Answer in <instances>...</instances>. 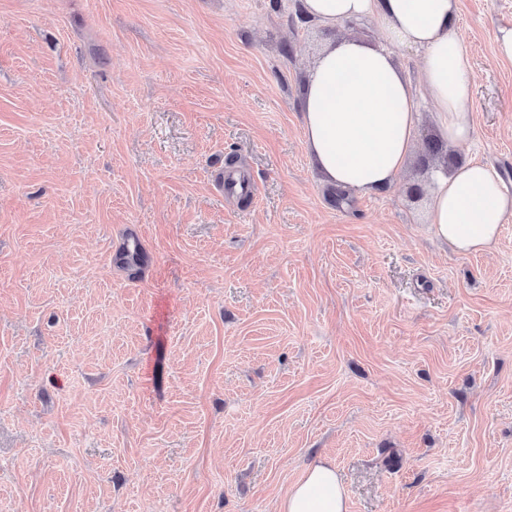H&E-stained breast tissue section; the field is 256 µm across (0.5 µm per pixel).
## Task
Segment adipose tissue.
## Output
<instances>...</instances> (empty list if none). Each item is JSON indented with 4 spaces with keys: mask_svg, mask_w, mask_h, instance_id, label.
<instances>
[{
    "mask_svg": "<svg viewBox=\"0 0 512 512\" xmlns=\"http://www.w3.org/2000/svg\"><path fill=\"white\" fill-rule=\"evenodd\" d=\"M459 0H301L304 17L333 26L374 22L377 40L344 38L328 45L306 78L302 134L326 184L370 196L387 191L403 170L419 129L417 93L425 91L440 140L467 144L474 135L467 92L472 67L458 33ZM403 48L422 60L411 83L396 60ZM428 222L461 254L493 248L512 222V192L487 164L467 160L433 175ZM278 512H346L336 469L311 465L281 499Z\"/></svg>",
    "mask_w": 512,
    "mask_h": 512,
    "instance_id": "ef3b65f1",
    "label": "adipose tissue"
}]
</instances>
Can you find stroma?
Here are the masks:
<instances>
[{
    "instance_id": "obj_1",
    "label": "stroma",
    "mask_w": 512,
    "mask_h": 512,
    "mask_svg": "<svg viewBox=\"0 0 512 512\" xmlns=\"http://www.w3.org/2000/svg\"><path fill=\"white\" fill-rule=\"evenodd\" d=\"M299 4L0 0V512H276L324 460L347 512H512V223L468 255L425 221L449 160L512 188V0H459L472 141L422 106L342 201L299 95L374 26Z\"/></svg>"
}]
</instances>
